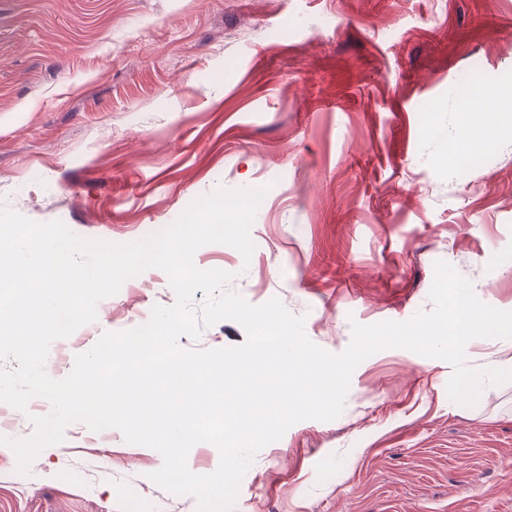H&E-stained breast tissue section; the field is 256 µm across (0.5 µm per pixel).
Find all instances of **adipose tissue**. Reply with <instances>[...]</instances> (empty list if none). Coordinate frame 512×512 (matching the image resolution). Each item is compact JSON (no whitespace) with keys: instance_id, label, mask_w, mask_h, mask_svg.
<instances>
[{"instance_id":"ef3b65f1","label":"adipose tissue","mask_w":512,"mask_h":512,"mask_svg":"<svg viewBox=\"0 0 512 512\" xmlns=\"http://www.w3.org/2000/svg\"><path fill=\"white\" fill-rule=\"evenodd\" d=\"M456 135L448 142L442 162L455 167L473 155L490 150L495 144V132L499 126L497 114L465 110L457 118Z\"/></svg>"}]
</instances>
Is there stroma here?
Returning a JSON list of instances; mask_svg holds the SVG:
<instances>
[{
    "label": "stroma",
    "instance_id": "1",
    "mask_svg": "<svg viewBox=\"0 0 512 512\" xmlns=\"http://www.w3.org/2000/svg\"><path fill=\"white\" fill-rule=\"evenodd\" d=\"M509 80L512 0H0V207L129 243L218 189H265L251 258L213 243L194 264L232 273L250 304L279 299L335 354L353 324L432 310L440 260L512 311V112L492 149L438 163L464 103L492 108ZM175 301L160 269L128 279L51 343L47 374ZM245 340L222 320L179 343ZM465 352L503 368L512 339ZM452 373L403 348L369 356L340 417L256 454L231 512H512V382L467 407ZM162 465L75 422L26 475L0 445V512H196L151 481Z\"/></svg>",
    "mask_w": 512,
    "mask_h": 512
}]
</instances>
